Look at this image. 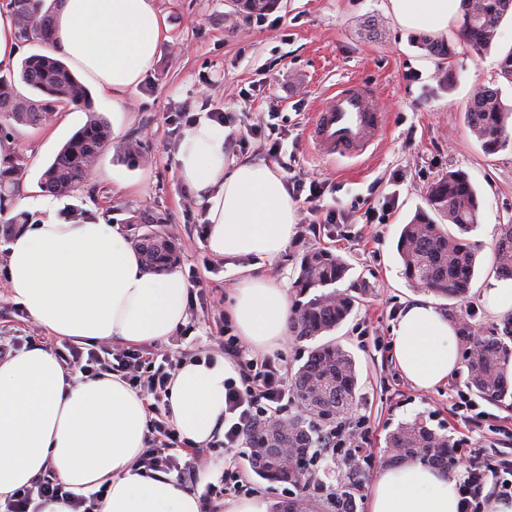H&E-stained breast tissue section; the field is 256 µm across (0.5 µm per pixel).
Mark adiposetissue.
Segmentation results:
<instances>
[{"label":"adipose tissue","mask_w":512,"mask_h":512,"mask_svg":"<svg viewBox=\"0 0 512 512\" xmlns=\"http://www.w3.org/2000/svg\"><path fill=\"white\" fill-rule=\"evenodd\" d=\"M407 28L447 31L462 0H389ZM54 53L98 91L120 101L150 69L165 31L153 0H58ZM218 257L272 260L294 233L296 207L278 168L238 158L226 132L201 117L175 154ZM21 229L7 247L10 292L34 322L84 344L140 343L173 335L186 322L179 274L147 273L119 225L74 223L52 215ZM230 313L255 348L288 334L291 307L279 285L241 269ZM401 372L417 387L447 381L458 364L454 324L426 298L414 299L394 330ZM226 359L182 362L168 386L167 418L179 437L204 447L224 436V382L237 378ZM146 410L140 391L118 374H75L33 344L0 359V503L55 471L68 490L99 493L97 512H200L198 496L175 475L146 469ZM455 480L406 462L376 479L370 512H458Z\"/></svg>","instance_id":"1"}]
</instances>
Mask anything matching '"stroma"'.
Wrapping results in <instances>:
<instances>
[{
  "instance_id": "stroma-1",
  "label": "stroma",
  "mask_w": 512,
  "mask_h": 512,
  "mask_svg": "<svg viewBox=\"0 0 512 512\" xmlns=\"http://www.w3.org/2000/svg\"><path fill=\"white\" fill-rule=\"evenodd\" d=\"M166 28L152 67L125 93L120 105L90 94L89 110L61 106L39 126L11 130L10 156L23 167L20 181L6 189L8 225L0 227V336L22 345L40 344L66 352L70 338L36 325L12 297L6 274V246L18 228L42 220L35 201L44 197L41 174L61 147L98 112L118 128L92 178L71 194L53 197L60 219H93L120 225L128 238L141 234L146 213L167 221L177 239L176 267L187 292L186 329L138 343L141 351L176 352L182 358L224 356V321L238 270L257 266L287 296L303 256L325 248L351 266L339 290L367 289L361 304L332 332L354 358L356 405L347 427L365 422L370 444L360 472L377 478L393 464L389 435L416 419L451 440H472L490 428H512V404L479 399L475 411L456 415L447 384L414 386L401 372L393 350L394 329L404 308L419 296L402 275L397 240L402 224L424 207L432 183L448 171L468 174L479 201V225L472 240L482 243L468 305L482 335H495L502 316L491 313L482 295L496 287L492 249L497 225L512 224V146L486 154L465 119L480 85L501 87L512 101V86L498 74L497 61L512 49V16H506L488 53L458 49L452 59L429 55L417 44L419 30L402 27L388 0H278L264 17L247 19L233 0H154ZM372 87L385 113L386 130L366 162L338 158L323 162L307 145L309 119L340 83ZM224 113L232 150L278 166L287 185L319 182L318 211L304 197L295 200L298 222L285 251L273 260L217 258L208 250L202 209L180 182L177 144L187 117ZM142 144L140 156H125L129 140ZM280 152H272V142ZM336 212V223L325 220ZM186 483L194 491L213 485L214 512H227L233 499L223 492L224 451L214 448L188 459ZM344 456L321 457L310 469L306 490L258 476L250 461L244 480L267 504L306 494L316 512H329Z\"/></svg>"
}]
</instances>
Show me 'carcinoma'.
Wrapping results in <instances>:
<instances>
[{
  "label": "carcinoma",
  "mask_w": 512,
  "mask_h": 512,
  "mask_svg": "<svg viewBox=\"0 0 512 512\" xmlns=\"http://www.w3.org/2000/svg\"><path fill=\"white\" fill-rule=\"evenodd\" d=\"M236 2L240 11L258 18L271 11L277 0ZM10 7L19 39L51 44L53 7L46 0H10ZM462 8L460 40L479 54L495 42L502 19L512 11V0H462ZM418 44L430 54L452 57L456 53V42L452 40L423 35ZM18 83L28 86L34 96L19 94ZM61 104L89 107L86 87L62 61L48 55H33L21 63L18 72L0 73L3 125H39ZM466 118L485 152L494 153L512 142V103L503 97L501 89L478 88L469 101ZM110 139L108 123L99 117L91 118L43 172L42 185L46 191L57 196L73 192L87 180V173L95 168ZM426 204L427 208L418 210L403 226L398 238L402 274L414 287L462 301L469 293L478 255V244L467 238L478 226L476 191L465 173L450 171L431 185ZM433 213L448 218L459 234L442 230L431 217ZM140 223L146 225V230L134 238V246L144 269L155 273L175 266L179 255L173 235L154 229L164 220L147 215L140 217ZM493 255L495 273L502 279H512V224L498 225ZM349 270L341 256L324 248L303 256L293 285L303 300L292 314V336H320L334 330L351 314L361 297L334 288ZM511 360L512 313L505 319L502 335L485 340L474 352L465 353L468 386L485 399L505 401L509 392L503 368ZM356 385L355 361L340 344L330 340L312 349L293 379L299 413L294 416L292 427L282 432L270 423L256 431L258 452L252 458L255 471L270 481L306 485L307 463L317 451L333 453L322 446V440L336 425L339 414L353 410ZM270 435L276 438L278 447L288 449L289 453L268 459L269 450L262 444ZM389 444L399 450L394 455L397 463L419 460L448 472L453 443L421 419L399 425L390 434Z\"/></svg>",
  "instance_id": "1"
}]
</instances>
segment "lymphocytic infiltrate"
Instances as JSON below:
<instances>
[{"label": "lymphocytic infiltrate", "instance_id": "obj_1", "mask_svg": "<svg viewBox=\"0 0 512 512\" xmlns=\"http://www.w3.org/2000/svg\"><path fill=\"white\" fill-rule=\"evenodd\" d=\"M224 353L238 369V379L225 383L224 409V489H237L240 481L239 449L254 445L253 431L263 422L281 420L291 386L282 357H258L241 344L238 336L224 339ZM64 362L67 366L83 369L110 366L123 375L146 372L142 394L149 412L158 414L168 394V382L180 366V359L161 355L143 358L139 353H111L109 349L82 351L70 348ZM148 447L141 462L153 470H176L180 467V448L175 444V430L162 420L148 429ZM460 512H486L491 498L512 500V466L484 460L479 450L460 454ZM55 499L67 502L73 512H95L92 499L67 491L64 484L51 479L33 484L13 493L0 512H39L42 502Z\"/></svg>", "mask_w": 512, "mask_h": 512}]
</instances>
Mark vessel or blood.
Listing matches in <instances>:
<instances>
[{
  "mask_svg": "<svg viewBox=\"0 0 512 512\" xmlns=\"http://www.w3.org/2000/svg\"><path fill=\"white\" fill-rule=\"evenodd\" d=\"M384 130L382 115L369 98L366 85L347 81L324 99L308 128V145L319 157L359 158Z\"/></svg>",
  "mask_w": 512,
  "mask_h": 512,
  "instance_id": "b4317fda",
  "label": "vessel or blood"
}]
</instances>
